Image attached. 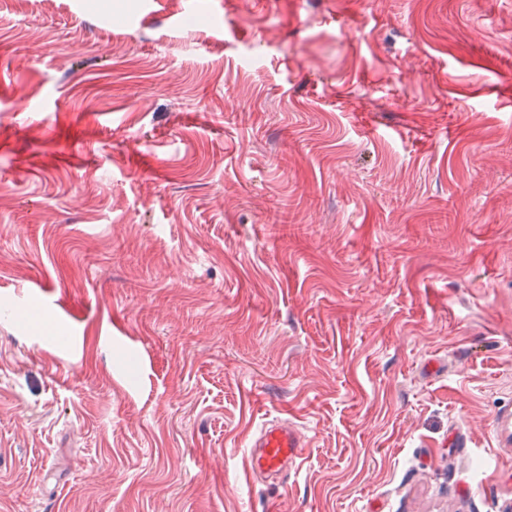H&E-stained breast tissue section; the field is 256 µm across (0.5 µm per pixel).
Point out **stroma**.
I'll use <instances>...</instances> for the list:
<instances>
[{
  "label": "stroma",
  "instance_id": "stroma-1",
  "mask_svg": "<svg viewBox=\"0 0 512 512\" xmlns=\"http://www.w3.org/2000/svg\"><path fill=\"white\" fill-rule=\"evenodd\" d=\"M486 75L512 0H0V512H512ZM306 442L294 422L288 419L267 422L250 440L247 472L252 478H277L301 459Z\"/></svg>",
  "mask_w": 512,
  "mask_h": 512
}]
</instances>
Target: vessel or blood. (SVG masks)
Segmentation results:
<instances>
[{"mask_svg":"<svg viewBox=\"0 0 512 512\" xmlns=\"http://www.w3.org/2000/svg\"><path fill=\"white\" fill-rule=\"evenodd\" d=\"M306 442L294 422L288 419L267 422L250 440L247 471L252 478H276L301 459Z\"/></svg>","mask_w":512,"mask_h":512,"instance_id":"vessel-or-blood-1","label":"vessel or blood"}]
</instances>
